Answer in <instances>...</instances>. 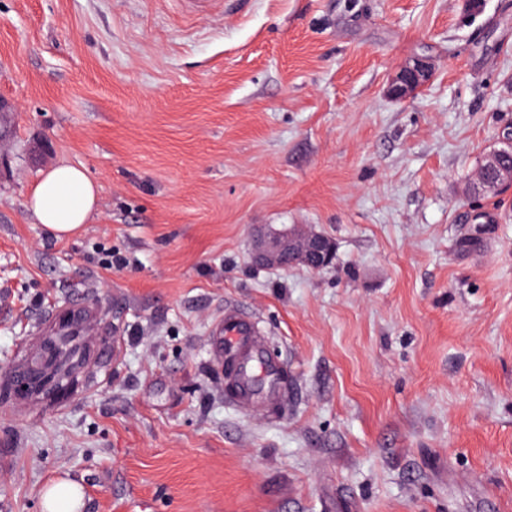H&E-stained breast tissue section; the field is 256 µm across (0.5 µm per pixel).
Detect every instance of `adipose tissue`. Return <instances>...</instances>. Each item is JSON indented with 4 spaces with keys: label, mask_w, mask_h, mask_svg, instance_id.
<instances>
[{
    "label": "adipose tissue",
    "mask_w": 512,
    "mask_h": 512,
    "mask_svg": "<svg viewBox=\"0 0 512 512\" xmlns=\"http://www.w3.org/2000/svg\"><path fill=\"white\" fill-rule=\"evenodd\" d=\"M99 190L86 173L69 163H58L41 175L28 199L37 223L57 238L77 233L97 209Z\"/></svg>",
    "instance_id": "adipose-tissue-1"
}]
</instances>
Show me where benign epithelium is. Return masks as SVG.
<instances>
[{"label":"benign epithelium","instance_id":"benign-epithelium-1","mask_svg":"<svg viewBox=\"0 0 512 512\" xmlns=\"http://www.w3.org/2000/svg\"><path fill=\"white\" fill-rule=\"evenodd\" d=\"M433 76L432 66L421 59L402 65L386 86L385 94L400 101L425 86ZM508 151L493 149L485 155V163L477 175L472 193L478 195L495 180L512 184V164L504 163ZM335 257L334 242L327 236L303 226L273 232L256 246L253 260L271 269L305 266L311 271L329 267ZM76 361L60 357L54 337L45 339L41 349L25 357L18 368L9 371L11 390L18 398L40 393L62 394L73 391L79 376L92 365L88 352L75 353Z\"/></svg>","mask_w":512,"mask_h":512}]
</instances>
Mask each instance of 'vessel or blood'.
Instances as JSON below:
<instances>
[{"mask_svg":"<svg viewBox=\"0 0 512 512\" xmlns=\"http://www.w3.org/2000/svg\"><path fill=\"white\" fill-rule=\"evenodd\" d=\"M258 336L255 320L230 308L212 331L220 356L235 358L238 363L233 403L241 409L253 407L260 398L278 399L281 393L282 367L267 358Z\"/></svg>","mask_w":512,"mask_h":512,"instance_id":"b4317fda","label":"vessel or blood"}]
</instances>
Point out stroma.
<instances>
[{
	"label": "stroma",
	"instance_id": "35a3bbf8",
	"mask_svg": "<svg viewBox=\"0 0 512 512\" xmlns=\"http://www.w3.org/2000/svg\"><path fill=\"white\" fill-rule=\"evenodd\" d=\"M0 98V365L73 307L94 350L75 394L0 400V512L60 477L80 512H512V191L470 193L512 0H0ZM60 162L100 188L63 239L26 208ZM295 225L330 267L253 264ZM228 305L280 404L229 400ZM433 76L429 62L415 59L402 65L386 86L385 94L394 101H400L425 86Z\"/></svg>",
	"mask_w": 512,
	"mask_h": 512
}]
</instances>
